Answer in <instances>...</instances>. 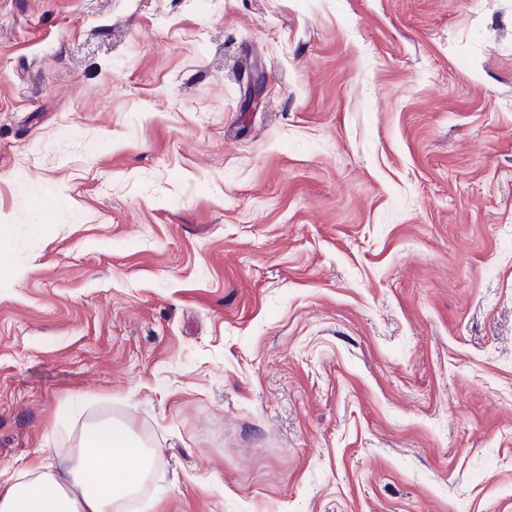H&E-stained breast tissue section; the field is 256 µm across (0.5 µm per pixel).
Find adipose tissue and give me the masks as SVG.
<instances>
[{
	"label": "adipose tissue",
	"instance_id": "obj_1",
	"mask_svg": "<svg viewBox=\"0 0 512 512\" xmlns=\"http://www.w3.org/2000/svg\"><path fill=\"white\" fill-rule=\"evenodd\" d=\"M156 457L128 428L96 423L76 453H49L21 472H0V512H112L138 491Z\"/></svg>",
	"mask_w": 512,
	"mask_h": 512
}]
</instances>
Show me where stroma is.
I'll list each match as a JSON object with an SVG mask.
<instances>
[{"instance_id":"35a3bbf8","label":"stroma","mask_w":512,"mask_h":512,"mask_svg":"<svg viewBox=\"0 0 512 512\" xmlns=\"http://www.w3.org/2000/svg\"><path fill=\"white\" fill-rule=\"evenodd\" d=\"M102 420L132 512H512V0H0V472Z\"/></svg>"}]
</instances>
